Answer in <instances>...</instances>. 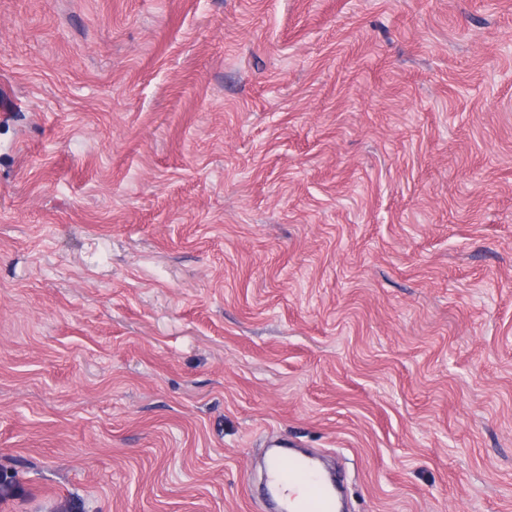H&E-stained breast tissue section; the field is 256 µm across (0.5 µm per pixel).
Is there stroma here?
<instances>
[{
	"label": "stroma",
	"mask_w": 512,
	"mask_h": 512,
	"mask_svg": "<svg viewBox=\"0 0 512 512\" xmlns=\"http://www.w3.org/2000/svg\"><path fill=\"white\" fill-rule=\"evenodd\" d=\"M512 512V0H0V512ZM315 455L300 458L289 457L288 462L281 455H274L268 466L270 482L281 492L293 482L308 486V496L298 512H336V480L320 474Z\"/></svg>",
	"instance_id": "obj_1"
}]
</instances>
